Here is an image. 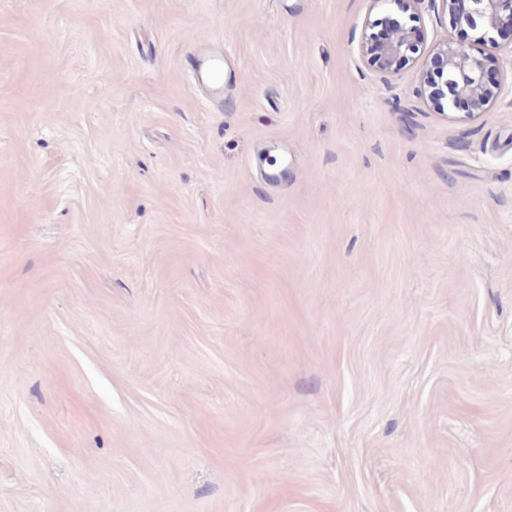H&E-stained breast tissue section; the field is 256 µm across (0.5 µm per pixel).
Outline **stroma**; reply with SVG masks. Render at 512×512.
<instances>
[{
  "mask_svg": "<svg viewBox=\"0 0 512 512\" xmlns=\"http://www.w3.org/2000/svg\"><path fill=\"white\" fill-rule=\"evenodd\" d=\"M447 37L512 84L437 0H0V512H512V93L440 116ZM376 24H385L387 34L376 37L364 34L360 51L367 62L385 74H394L398 64L405 60L409 54L418 50L424 39L423 33L414 25L399 19L385 16ZM193 72L215 99L222 101L224 92V57L217 54H204L188 59Z\"/></svg>",
  "mask_w": 512,
  "mask_h": 512,
  "instance_id": "stroma-1",
  "label": "stroma"
}]
</instances>
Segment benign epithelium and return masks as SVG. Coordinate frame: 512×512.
I'll return each instance as SVG.
<instances>
[{"mask_svg": "<svg viewBox=\"0 0 512 512\" xmlns=\"http://www.w3.org/2000/svg\"><path fill=\"white\" fill-rule=\"evenodd\" d=\"M438 2L453 25L469 28L479 41H489L490 48L495 51L502 49L488 34L504 28L512 30V0ZM381 22L385 24L387 34L363 36L360 51L371 66L385 74H393L401 61L417 52L424 35L415 26L390 16L382 18ZM488 62L489 57L474 56L451 39H443L433 47L430 57L435 80L421 88L420 95L447 119L456 118L452 109L460 104L469 107L464 113L468 119L486 112L502 91V84L489 75Z\"/></svg>", "mask_w": 512, "mask_h": 512, "instance_id": "benign-epithelium-1", "label": "benign epithelium"}]
</instances>
